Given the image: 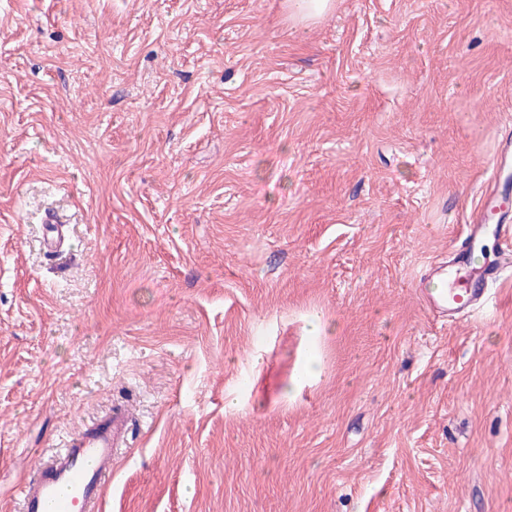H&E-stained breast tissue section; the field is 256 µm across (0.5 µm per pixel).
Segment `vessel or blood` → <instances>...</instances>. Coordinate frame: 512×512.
<instances>
[{
    "instance_id": "obj_1",
    "label": "vessel or blood",
    "mask_w": 512,
    "mask_h": 512,
    "mask_svg": "<svg viewBox=\"0 0 512 512\" xmlns=\"http://www.w3.org/2000/svg\"><path fill=\"white\" fill-rule=\"evenodd\" d=\"M512 200L500 188L499 173H492L478 205L464 229V245L446 259L432 261L417 284L425 310L435 319L455 323L481 308L487 290L512 270V224L496 221ZM43 243L48 253L63 252L67 239L62 218L45 212ZM497 234L498 256L473 264L471 256L486 232ZM130 411L119 407L90 426L71 434L50 461L38 464L25 484L23 512H97L102 488L112 471L116 448L122 447L130 427Z\"/></svg>"
}]
</instances>
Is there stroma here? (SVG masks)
<instances>
[{
  "label": "stroma",
  "mask_w": 512,
  "mask_h": 512,
  "mask_svg": "<svg viewBox=\"0 0 512 512\" xmlns=\"http://www.w3.org/2000/svg\"><path fill=\"white\" fill-rule=\"evenodd\" d=\"M508 113L512 0H0V512L124 404L98 512H512V274L413 288ZM333 0H288L290 16L300 22L315 21L329 13ZM44 227L43 243L50 254H59L64 251L67 239L64 231V221L54 211L45 212L42 217Z\"/></svg>",
  "instance_id": "35a3bbf8"
}]
</instances>
